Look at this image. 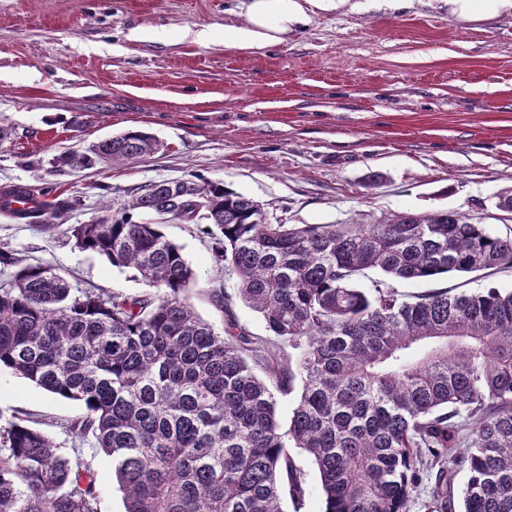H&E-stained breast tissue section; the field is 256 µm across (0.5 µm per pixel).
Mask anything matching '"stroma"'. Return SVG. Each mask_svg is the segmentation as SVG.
<instances>
[{
	"label": "stroma",
	"instance_id": "stroma-1",
	"mask_svg": "<svg viewBox=\"0 0 512 512\" xmlns=\"http://www.w3.org/2000/svg\"><path fill=\"white\" fill-rule=\"evenodd\" d=\"M307 25L284 42L242 49L224 32L245 26L243 0H0V187L51 184L83 210L43 232L0 213V246L81 288L138 296L132 270L75 247L69 224L121 209L132 189L196 174L263 204L291 224H376L402 211L455 210L501 236L497 209L512 189V12L488 21L448 0L306 4ZM206 29L209 40L196 32ZM140 129L158 152L126 165L59 168L57 157ZM196 284L195 311L215 330L224 314L208 291L234 296L194 226L166 224ZM26 413L96 476L98 512H124L108 457L74 447L77 402L0 370V416ZM301 501L324 512L319 474L299 449Z\"/></svg>",
	"mask_w": 512,
	"mask_h": 512
}]
</instances>
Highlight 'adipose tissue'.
I'll list each match as a JSON object with an SVG mask.
<instances>
[{"label": "adipose tissue", "mask_w": 512, "mask_h": 512, "mask_svg": "<svg viewBox=\"0 0 512 512\" xmlns=\"http://www.w3.org/2000/svg\"><path fill=\"white\" fill-rule=\"evenodd\" d=\"M247 24L227 30L224 42L234 47H263L287 39L308 16L299 0H249Z\"/></svg>", "instance_id": "obj_1"}]
</instances>
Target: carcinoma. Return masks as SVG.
Returning a JSON list of instances; mask_svg holds the SVG:
<instances>
[{
    "mask_svg": "<svg viewBox=\"0 0 512 512\" xmlns=\"http://www.w3.org/2000/svg\"><path fill=\"white\" fill-rule=\"evenodd\" d=\"M157 152L128 130L57 164L89 169ZM15 213L52 229L85 207L52 186ZM193 221L214 263L295 363L264 357L281 392L301 393L283 428L275 393L248 359L265 351L210 298L224 334L185 290L195 274L162 226ZM77 247L132 269L153 293L79 288L0 248V369L78 402L67 426L112 460L125 512H282L315 465L325 512H512V291L404 295L396 280L512 270V237L457 211L400 212L378 224L271 223L258 201L190 174L137 190L116 213L69 230ZM467 480L456 490V468ZM94 472L27 417L0 422V512H98Z\"/></svg>",
    "mask_w": 512,
    "mask_h": 512,
    "instance_id": "cac0c4a2",
    "label": "carcinoma"
}]
</instances>
